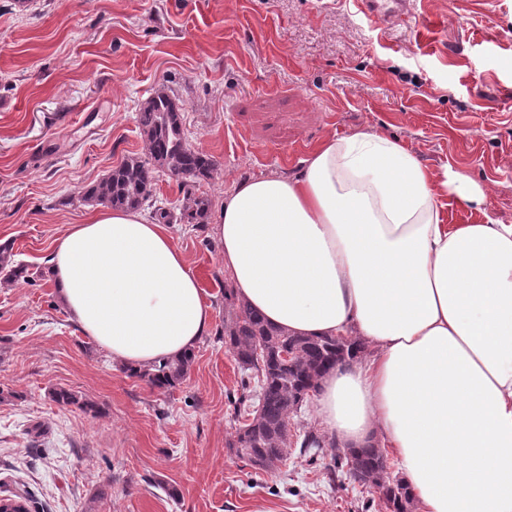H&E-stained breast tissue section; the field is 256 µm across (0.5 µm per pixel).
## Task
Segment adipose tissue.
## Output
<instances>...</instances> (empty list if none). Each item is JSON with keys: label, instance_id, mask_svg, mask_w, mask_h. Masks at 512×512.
I'll list each match as a JSON object with an SVG mask.
<instances>
[{"label": "adipose tissue", "instance_id": "obj_1", "mask_svg": "<svg viewBox=\"0 0 512 512\" xmlns=\"http://www.w3.org/2000/svg\"><path fill=\"white\" fill-rule=\"evenodd\" d=\"M486 194L380 131L316 144L292 178L241 181L213 233L238 297L300 336H352L315 413L343 448L383 443L422 512H512V224H450ZM79 330L123 365L193 351L212 308L167 225L104 210L48 258Z\"/></svg>", "mask_w": 512, "mask_h": 512}]
</instances>
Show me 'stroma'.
<instances>
[{"label":"stroma","mask_w":512,"mask_h":512,"mask_svg":"<svg viewBox=\"0 0 512 512\" xmlns=\"http://www.w3.org/2000/svg\"><path fill=\"white\" fill-rule=\"evenodd\" d=\"M166 89L217 165L205 224H174L213 306L182 384L130 376L79 332L51 280L0 285V499L32 512H380L371 489L291 449L272 470L230 446L246 413L224 343L230 281L212 233L242 180L294 176L331 135L378 130L425 167L484 188L451 224H512V0H414L374 26L348 0H29L0 8V241L43 269L84 194L146 153L137 123ZM74 393L63 406L52 393ZM93 410H84V403Z\"/></svg>","instance_id":"1"}]
</instances>
